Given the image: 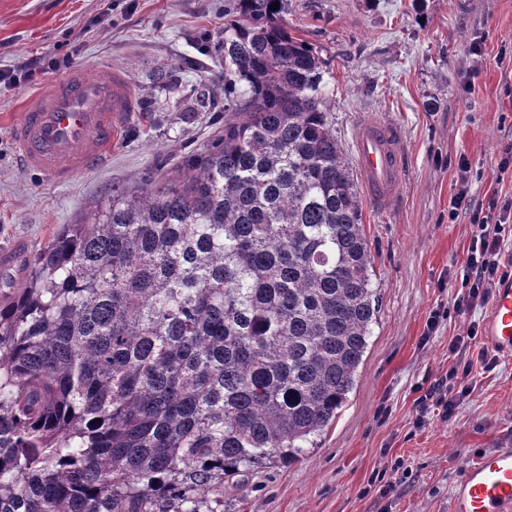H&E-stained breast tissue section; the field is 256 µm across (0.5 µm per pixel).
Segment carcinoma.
Returning a JSON list of instances; mask_svg holds the SVG:
<instances>
[{
	"mask_svg": "<svg viewBox=\"0 0 512 512\" xmlns=\"http://www.w3.org/2000/svg\"><path fill=\"white\" fill-rule=\"evenodd\" d=\"M287 10L224 0V134L62 225L0 301V512H224L225 479L346 404L380 294Z\"/></svg>",
	"mask_w": 512,
	"mask_h": 512,
	"instance_id": "1",
	"label": "carcinoma"
}]
</instances>
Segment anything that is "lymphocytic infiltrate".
Wrapping results in <instances>:
<instances>
[{"instance_id":"f902f5d3","label":"lymphocytic infiltrate","mask_w":512,"mask_h":512,"mask_svg":"<svg viewBox=\"0 0 512 512\" xmlns=\"http://www.w3.org/2000/svg\"><path fill=\"white\" fill-rule=\"evenodd\" d=\"M459 189L448 205L449 221H456L465 214L473 227L466 250L464 264L449 271L448 281L460 285L461 291L453 298L452 309L458 316L467 318L468 323L461 334L454 336L448 345L451 363L447 379H439L416 400L415 426L422 427L432 418L449 420L461 402L473 390L469 382L474 362L489 367L497 358L488 351H479L476 359H469L473 339L478 325L470 316L488 303L495 288L505 277L501 263L502 244L507 234L512 233V199L490 202L489 205L475 200L471 194V166L466 157H459L457 163Z\"/></svg>"}]
</instances>
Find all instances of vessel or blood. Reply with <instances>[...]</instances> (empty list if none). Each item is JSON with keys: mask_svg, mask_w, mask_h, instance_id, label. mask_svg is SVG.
<instances>
[{"mask_svg": "<svg viewBox=\"0 0 512 512\" xmlns=\"http://www.w3.org/2000/svg\"><path fill=\"white\" fill-rule=\"evenodd\" d=\"M136 99L127 76L109 66L94 75L76 70L31 93L12 136L21 165L62 183L107 157ZM399 126L380 113L357 123L355 145L370 202L390 211L400 201L406 166ZM484 337L495 352L512 353V278L499 283ZM449 512H512V448H497L467 464Z\"/></svg>", "mask_w": 512, "mask_h": 512, "instance_id": "vessel-or-blood-1", "label": "vessel or blood"}]
</instances>
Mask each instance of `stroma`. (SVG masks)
<instances>
[{
	"mask_svg": "<svg viewBox=\"0 0 512 512\" xmlns=\"http://www.w3.org/2000/svg\"><path fill=\"white\" fill-rule=\"evenodd\" d=\"M285 27L325 63L323 91L348 160L366 112L401 127V202L381 213L363 201L381 308L352 392L319 447L224 483V512H449L465 462L512 447V354L477 369L476 386L447 421L414 427L416 387L448 371L461 327L434 311L455 293L442 278L462 263L467 218L448 220L454 162L466 156L471 192L489 199L501 149L512 141V0H288ZM224 0H0V72L51 56L37 81L0 84V254L22 259L94 202L177 175L189 154L224 131ZM123 71L138 107L107 159L57 185L22 168L11 127L40 85L80 67ZM211 96L192 111L200 91ZM403 461L396 491L379 500L377 471Z\"/></svg>",
	"mask_w": 512,
	"mask_h": 512,
	"instance_id": "1",
	"label": "stroma"
}]
</instances>
